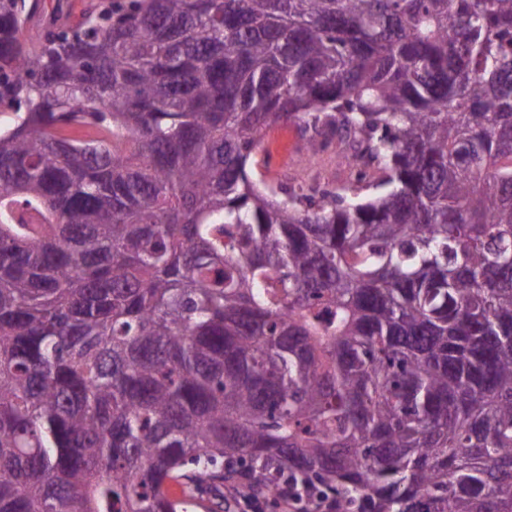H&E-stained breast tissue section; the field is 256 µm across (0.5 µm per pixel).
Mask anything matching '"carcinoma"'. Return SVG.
<instances>
[{
	"instance_id": "carcinoma-1",
	"label": "carcinoma",
	"mask_w": 512,
	"mask_h": 512,
	"mask_svg": "<svg viewBox=\"0 0 512 512\" xmlns=\"http://www.w3.org/2000/svg\"><path fill=\"white\" fill-rule=\"evenodd\" d=\"M40 5L0 0V512H512V0ZM291 120L366 172L256 180ZM169 494L178 499L186 500L189 503L187 512H243V505L240 496L232 494L224 487V499H226L230 508L224 503V511H211L209 508H214L213 500L207 497L201 499L198 490L185 484L183 480H173L168 484ZM226 507V509H225Z\"/></svg>"
}]
</instances>
